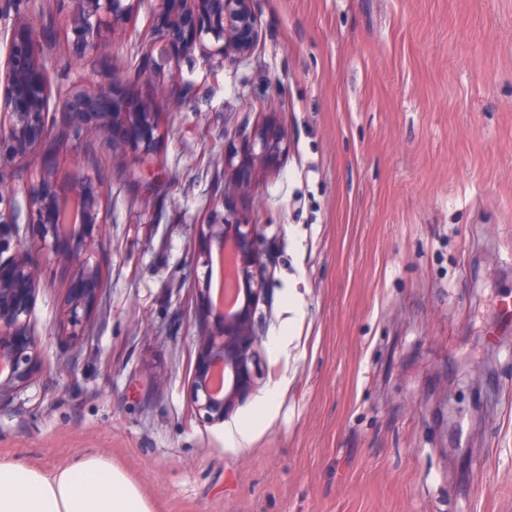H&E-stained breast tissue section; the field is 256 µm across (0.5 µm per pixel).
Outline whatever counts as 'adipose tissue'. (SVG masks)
I'll use <instances>...</instances> for the list:
<instances>
[{
  "label": "adipose tissue",
  "instance_id": "obj_1",
  "mask_svg": "<svg viewBox=\"0 0 512 512\" xmlns=\"http://www.w3.org/2000/svg\"><path fill=\"white\" fill-rule=\"evenodd\" d=\"M0 512H154L118 467L89 453L48 472L0 458Z\"/></svg>",
  "mask_w": 512,
  "mask_h": 512
}]
</instances>
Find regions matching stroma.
<instances>
[{
    "label": "stroma",
    "mask_w": 512,
    "mask_h": 512,
    "mask_svg": "<svg viewBox=\"0 0 512 512\" xmlns=\"http://www.w3.org/2000/svg\"><path fill=\"white\" fill-rule=\"evenodd\" d=\"M153 6L80 61L72 0H0V58L19 22L47 33L50 111L113 69L165 97L151 167L75 141L108 201L104 284L70 340L77 269L41 263L42 368L0 405V457L98 454L155 512H512V339L488 334L512 296V0H255L250 58H183L162 92L137 73ZM271 115L287 150L248 205L273 261L264 375L204 426L188 390L199 227L224 215L225 149Z\"/></svg>",
    "instance_id": "obj_1"
}]
</instances>
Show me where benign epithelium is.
<instances>
[{
    "mask_svg": "<svg viewBox=\"0 0 512 512\" xmlns=\"http://www.w3.org/2000/svg\"><path fill=\"white\" fill-rule=\"evenodd\" d=\"M254 0H155L154 25L142 38L143 56L160 48L167 56V75L144 68L146 83L175 84L181 58L198 53L206 68L217 70L249 58L258 41ZM69 16L76 53L105 56L109 47L101 29L126 25L137 0H73ZM45 33L26 20L14 27L0 63V160L39 164L28 205L33 237L15 245L12 256L6 234L16 217L0 210V406L27 387L42 363V350L29 313L39 287L40 256L47 252L79 267L66 289V335L80 334L101 290L102 274L91 258L102 246L94 229L105 223L100 177L96 167L75 157V168L57 177L50 141L68 147L82 136L103 139L112 159L132 158L143 164L153 153L157 116L164 99H135L123 77L112 84L90 81L63 104L59 122L48 117L47 75L39 46ZM284 134L268 118L247 135L241 150L224 154V221L200 225L202 252L230 258L224 289L217 298L204 296L199 309L196 357L189 396L199 422L222 424L256 391L263 373L256 333V313L269 294L273 270L262 249L264 226L250 220L246 201L257 187L256 174L274 164L284 151Z\"/></svg>",
    "mask_w": 512,
    "mask_h": 512,
    "instance_id": "benign-epithelium-1",
    "label": "benign epithelium"
}]
</instances>
